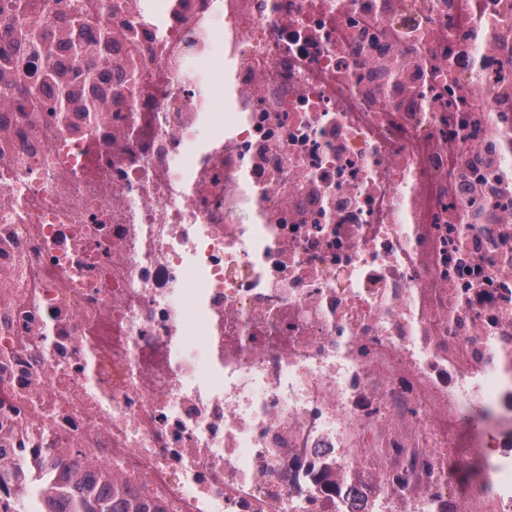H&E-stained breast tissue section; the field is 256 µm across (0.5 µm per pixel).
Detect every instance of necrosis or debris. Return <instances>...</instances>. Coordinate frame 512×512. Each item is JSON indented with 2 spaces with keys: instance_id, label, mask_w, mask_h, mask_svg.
I'll return each instance as SVG.
<instances>
[{
  "instance_id": "1",
  "label": "necrosis or debris",
  "mask_w": 512,
  "mask_h": 512,
  "mask_svg": "<svg viewBox=\"0 0 512 512\" xmlns=\"http://www.w3.org/2000/svg\"><path fill=\"white\" fill-rule=\"evenodd\" d=\"M25 2L56 40L0 8V512L45 466L55 512H512V0H86L82 59ZM16 23L18 33L29 43L32 51L45 55L51 54V45L45 40L41 29L27 21L23 10L18 13Z\"/></svg>"
}]
</instances>
